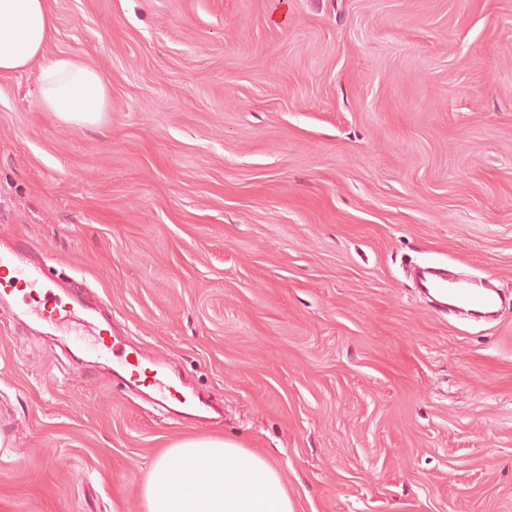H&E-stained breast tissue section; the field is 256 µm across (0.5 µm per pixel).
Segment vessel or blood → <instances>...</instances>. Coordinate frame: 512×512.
Returning <instances> with one entry per match:
<instances>
[{"instance_id": "obj_1", "label": "vessel or blood", "mask_w": 512, "mask_h": 512, "mask_svg": "<svg viewBox=\"0 0 512 512\" xmlns=\"http://www.w3.org/2000/svg\"><path fill=\"white\" fill-rule=\"evenodd\" d=\"M420 288L440 305L451 304L482 316H491L496 297L487 281L477 285L449 278L447 272L423 268L417 273ZM0 301L22 302L24 315L51 329L68 333L91 329V346L99 356L113 359L112 376L128 390L149 389L155 401L175 416L202 422L218 414V407L205 394L185 391L183 383L164 365L139 351L117 352L115 335L99 324L98 310L85 302L80 292L60 288L46 263L35 261L28 245L0 251Z\"/></svg>"}]
</instances>
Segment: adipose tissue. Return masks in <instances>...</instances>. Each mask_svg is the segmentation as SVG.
<instances>
[{
	"instance_id": "adipose-tissue-1",
	"label": "adipose tissue",
	"mask_w": 512,
	"mask_h": 512,
	"mask_svg": "<svg viewBox=\"0 0 512 512\" xmlns=\"http://www.w3.org/2000/svg\"><path fill=\"white\" fill-rule=\"evenodd\" d=\"M56 29L51 0H0V78L40 64L43 111L81 125L110 107L101 74L79 56L46 58ZM143 512H295L284 477L266 457L235 441L189 438L165 449L142 486Z\"/></svg>"
}]
</instances>
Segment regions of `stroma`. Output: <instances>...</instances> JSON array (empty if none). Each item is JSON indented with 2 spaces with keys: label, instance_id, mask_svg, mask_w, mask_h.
I'll use <instances>...</instances> for the list:
<instances>
[{
  "label": "stroma",
  "instance_id": "1",
  "mask_svg": "<svg viewBox=\"0 0 512 512\" xmlns=\"http://www.w3.org/2000/svg\"><path fill=\"white\" fill-rule=\"evenodd\" d=\"M91 126L0 79V243L83 285L224 416L176 422L0 306V512H142L219 435L296 512H512V0H52ZM413 263L495 276L490 324Z\"/></svg>",
  "mask_w": 512,
  "mask_h": 512
}]
</instances>
